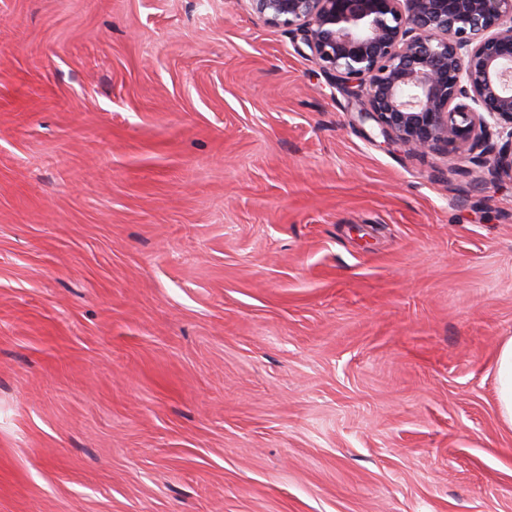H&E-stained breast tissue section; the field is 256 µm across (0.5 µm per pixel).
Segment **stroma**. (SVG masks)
<instances>
[{
  "mask_svg": "<svg viewBox=\"0 0 512 512\" xmlns=\"http://www.w3.org/2000/svg\"><path fill=\"white\" fill-rule=\"evenodd\" d=\"M358 110L249 0H0V512H512V177ZM496 398L503 424L512 429V337L501 344L497 353Z\"/></svg>",
  "mask_w": 512,
  "mask_h": 512,
  "instance_id": "1",
  "label": "stroma"
}]
</instances>
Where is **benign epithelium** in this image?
<instances>
[{
  "instance_id": "7a95c632",
  "label": "benign epithelium",
  "mask_w": 512,
  "mask_h": 512,
  "mask_svg": "<svg viewBox=\"0 0 512 512\" xmlns=\"http://www.w3.org/2000/svg\"><path fill=\"white\" fill-rule=\"evenodd\" d=\"M299 37L384 142L512 173V0H250Z\"/></svg>"
}]
</instances>
